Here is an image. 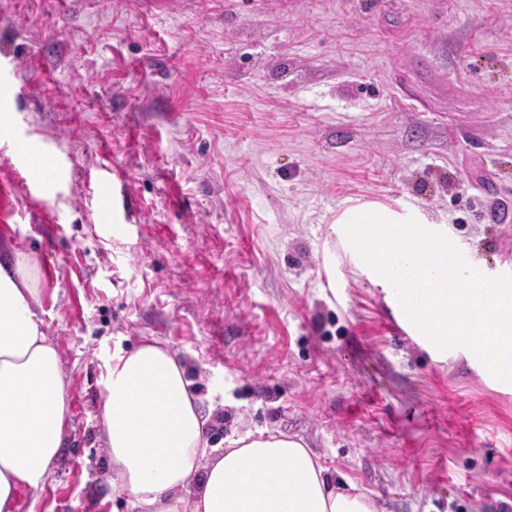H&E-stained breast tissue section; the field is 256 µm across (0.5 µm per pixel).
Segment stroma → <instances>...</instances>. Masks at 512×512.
<instances>
[{
    "label": "stroma",
    "mask_w": 512,
    "mask_h": 512,
    "mask_svg": "<svg viewBox=\"0 0 512 512\" xmlns=\"http://www.w3.org/2000/svg\"><path fill=\"white\" fill-rule=\"evenodd\" d=\"M2 109L0 254L69 392L34 512H133L98 415L151 338L217 448L282 431L379 512H512V390L435 359L335 230L384 204L512 275V0H0Z\"/></svg>",
    "instance_id": "35a3bbf8"
}]
</instances>
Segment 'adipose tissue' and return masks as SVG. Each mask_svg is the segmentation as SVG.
Here are the masks:
<instances>
[{"instance_id": "ef3b65f1", "label": "adipose tissue", "mask_w": 512, "mask_h": 512, "mask_svg": "<svg viewBox=\"0 0 512 512\" xmlns=\"http://www.w3.org/2000/svg\"><path fill=\"white\" fill-rule=\"evenodd\" d=\"M26 264L0 259V512L40 497L69 412L54 342ZM183 363L159 341L113 357L101 407L112 492L136 512H378L333 486L301 438L256 431L215 453Z\"/></svg>"}]
</instances>
